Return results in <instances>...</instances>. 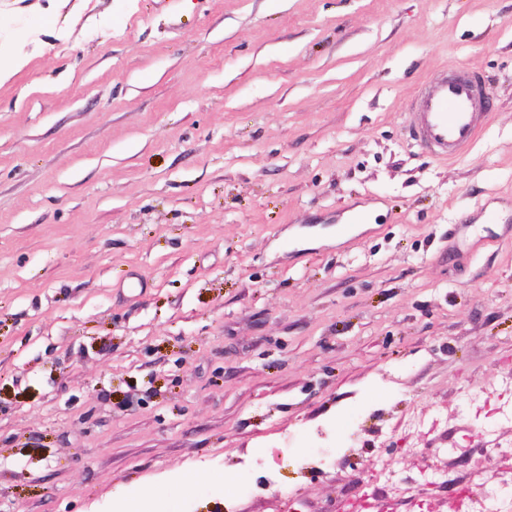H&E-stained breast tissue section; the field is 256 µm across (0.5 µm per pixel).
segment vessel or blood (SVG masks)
Returning a JSON list of instances; mask_svg holds the SVG:
<instances>
[{
  "instance_id": "b4317fda",
  "label": "vessel or blood",
  "mask_w": 512,
  "mask_h": 512,
  "mask_svg": "<svg viewBox=\"0 0 512 512\" xmlns=\"http://www.w3.org/2000/svg\"><path fill=\"white\" fill-rule=\"evenodd\" d=\"M476 67L427 84L407 119L417 144L429 153L454 159L473 145L491 115Z\"/></svg>"
}]
</instances>
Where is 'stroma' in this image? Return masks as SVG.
Listing matches in <instances>:
<instances>
[{
	"instance_id": "35a3bbf8",
	"label": "stroma",
	"mask_w": 512,
	"mask_h": 512,
	"mask_svg": "<svg viewBox=\"0 0 512 512\" xmlns=\"http://www.w3.org/2000/svg\"><path fill=\"white\" fill-rule=\"evenodd\" d=\"M0 52V512L512 491L466 403L512 378V0H0ZM461 64L495 108L436 159L403 113Z\"/></svg>"
}]
</instances>
